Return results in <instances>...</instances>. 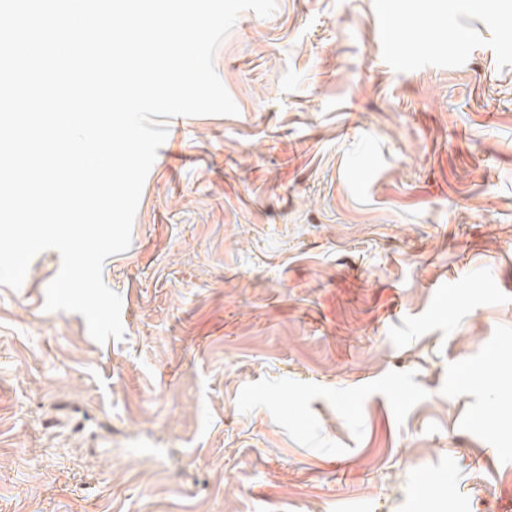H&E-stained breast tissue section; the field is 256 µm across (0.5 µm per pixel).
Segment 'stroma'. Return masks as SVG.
Returning a JSON list of instances; mask_svg holds the SVG:
<instances>
[{"instance_id":"obj_1","label":"stroma","mask_w":512,"mask_h":512,"mask_svg":"<svg viewBox=\"0 0 512 512\" xmlns=\"http://www.w3.org/2000/svg\"><path fill=\"white\" fill-rule=\"evenodd\" d=\"M168 119L124 338L0 286V512H512V0H278Z\"/></svg>"}]
</instances>
